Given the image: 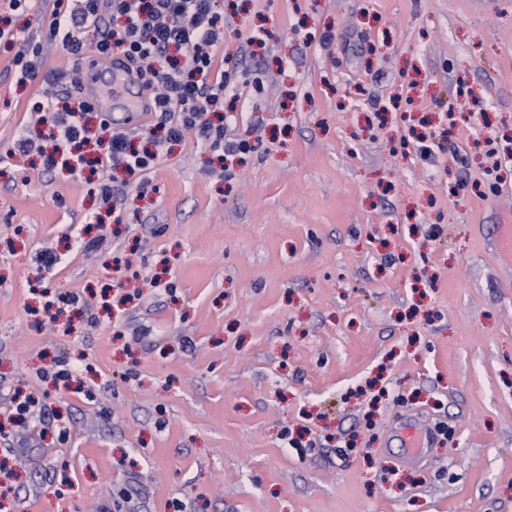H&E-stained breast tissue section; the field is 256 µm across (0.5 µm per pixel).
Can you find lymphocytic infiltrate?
<instances>
[{
	"mask_svg": "<svg viewBox=\"0 0 512 512\" xmlns=\"http://www.w3.org/2000/svg\"><path fill=\"white\" fill-rule=\"evenodd\" d=\"M218 0H58L49 28L51 41L74 59L93 52L135 70L149 91V109L157 119L143 131L149 149L137 150L132 136L108 121L91 125L92 105L85 100L63 104L42 98L30 107L33 131L20 135L12 150L43 155L49 167L69 171L96 164L97 189L104 201H117L120 191L111 170L123 168L132 176L146 174L168 152V145L193 132L197 141L216 155L246 153L248 139L228 138L223 124L208 115L221 111L230 76L217 62L224 44ZM110 13L113 22L94 42L76 36L77 28Z\"/></svg>",
	"mask_w": 512,
	"mask_h": 512,
	"instance_id": "obj_1",
	"label": "lymphocytic infiltrate"
}]
</instances>
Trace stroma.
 <instances>
[{
    "label": "stroma",
    "mask_w": 512,
    "mask_h": 512,
    "mask_svg": "<svg viewBox=\"0 0 512 512\" xmlns=\"http://www.w3.org/2000/svg\"><path fill=\"white\" fill-rule=\"evenodd\" d=\"M219 10L253 151L185 134L109 213L11 154L77 66L0 0L47 45L22 84L0 40V512H512V0Z\"/></svg>",
    "instance_id": "obj_1"
}]
</instances>
